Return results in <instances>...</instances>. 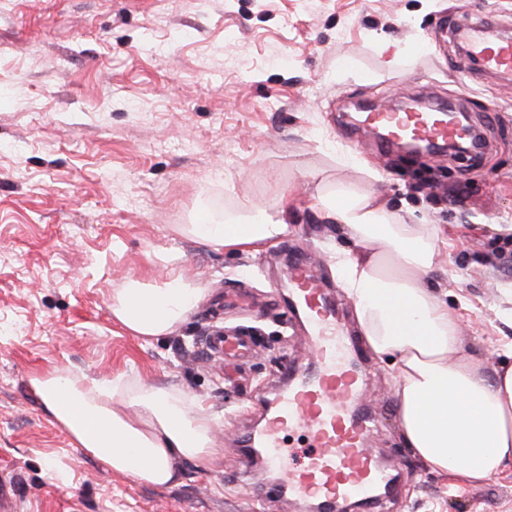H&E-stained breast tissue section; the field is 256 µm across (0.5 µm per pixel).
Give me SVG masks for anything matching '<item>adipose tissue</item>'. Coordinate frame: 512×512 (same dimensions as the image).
Returning <instances> with one entry per match:
<instances>
[{
	"mask_svg": "<svg viewBox=\"0 0 512 512\" xmlns=\"http://www.w3.org/2000/svg\"><path fill=\"white\" fill-rule=\"evenodd\" d=\"M315 207L352 243L337 250L336 272L367 347L394 360L406 446L431 471L465 484L512 468V366L486 374L462 346L458 317L428 287L425 278L441 258L435 225L406 223L343 189L319 196ZM193 232L212 246L249 251L286 236L288 221L248 210ZM202 295L181 276L158 285L131 279L113 295L112 314L132 335L157 338L185 321ZM32 385L81 448L140 482L169 484L181 461L209 464L220 454L209 420L185 393L132 388L119 377L87 384L60 372Z\"/></svg>",
	"mask_w": 512,
	"mask_h": 512,
	"instance_id": "1",
	"label": "adipose tissue"
}]
</instances>
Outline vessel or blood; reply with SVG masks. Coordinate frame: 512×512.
I'll list each match as a JSON object with an SVG mask.
<instances>
[{
  "label": "vessel or blood",
  "instance_id": "b4317fda",
  "mask_svg": "<svg viewBox=\"0 0 512 512\" xmlns=\"http://www.w3.org/2000/svg\"><path fill=\"white\" fill-rule=\"evenodd\" d=\"M456 38L465 47V60L476 61L486 72L512 75V39H489L479 23L460 26ZM356 121L375 131L385 147L406 142L443 146L465 133L449 121L447 108L436 106L378 108L357 113ZM284 276L288 306L305 320L316 360L284 367V384L269 401L267 420L245 445L259 449L268 467L280 474V496L316 502L323 512H338L351 501L363 512H374L394 477L370 446L373 420L363 407L366 373L336 320V306L321 277L295 258L289 259ZM207 345L233 356L246 353L241 335L213 336Z\"/></svg>",
  "mask_w": 512,
  "mask_h": 512
}]
</instances>
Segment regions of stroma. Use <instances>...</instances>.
Returning <instances> with one entry per match:
<instances>
[{"mask_svg": "<svg viewBox=\"0 0 512 512\" xmlns=\"http://www.w3.org/2000/svg\"><path fill=\"white\" fill-rule=\"evenodd\" d=\"M486 21L512 37V0H0V487L13 512H253L274 475L239 479L281 363L313 360L288 311L286 259L267 245L217 250L191 225L288 207L287 240L339 284L342 236L317 196L343 185L434 224L431 273L494 373L512 350V80L464 70L452 30ZM468 113L479 159L379 151L353 103L399 94ZM436 180L446 203L427 202ZM178 272L204 290L172 333L144 341L111 311L127 280ZM233 281L250 307L224 300ZM248 329L245 364L206 338ZM371 444L397 476L388 512H512V471L468 486L407 448L396 372L368 358ZM123 377L201 400L219 458L182 461L166 486L107 469L44 411L32 380Z\"/></svg>", "mask_w": 512, "mask_h": 512, "instance_id": "stroma-1", "label": "stroma"}]
</instances>
